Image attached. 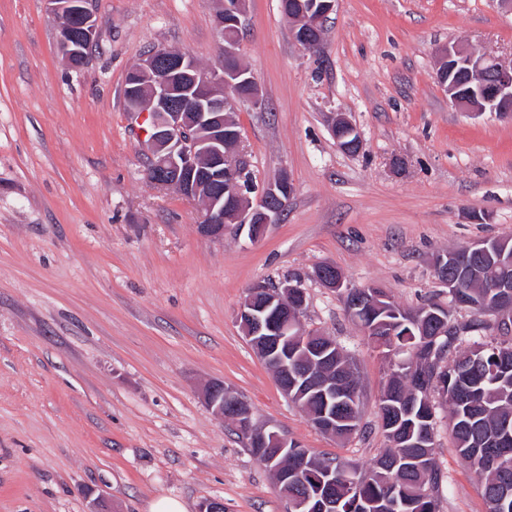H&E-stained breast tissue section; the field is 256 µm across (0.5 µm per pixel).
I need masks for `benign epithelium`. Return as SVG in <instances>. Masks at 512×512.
Wrapping results in <instances>:
<instances>
[{
    "label": "benign epithelium",
    "instance_id": "obj_1",
    "mask_svg": "<svg viewBox=\"0 0 512 512\" xmlns=\"http://www.w3.org/2000/svg\"><path fill=\"white\" fill-rule=\"evenodd\" d=\"M48 9L62 21L72 19L74 28L62 24L57 45L69 61H85L96 41L97 23L91 0H46ZM336 0H297L296 9L288 14L293 21L294 39L310 46L321 37L319 23L333 12ZM214 15L216 33L224 43V65L203 72L194 59L184 53L156 49L136 67V79L127 86L126 100L131 112L149 122L147 155L152 182L171 188L187 199H200L205 206L199 233L207 239L224 237L223 222L248 230L256 241L268 227L280 219L287 200L285 190H293L287 174L258 185L253 180L250 161L240 149L241 133L234 113L246 104L263 106L253 72L240 64L236 53L240 35L246 24L248 0H219ZM437 78L448 93V101L469 112L512 114V57L502 59L473 47L452 44L439 52ZM332 130L345 131L336 140L345 151H361L363 139L348 116L339 112ZM209 186L201 194L202 184ZM463 266L456 252L437 257L434 267L451 291L459 281L446 275L448 267ZM501 319L512 318V278L498 282ZM305 293L300 285L284 281L271 288L258 284L248 290L237 320L243 335L257 356L274 365L280 376L290 378L281 389L291 398L298 385L328 400L336 393V381L312 375L313 369L296 366V352L307 344L306 335L296 331ZM224 384L215 382L204 391V400L214 415L230 419L238 431L260 435L282 452L299 444L286 438L272 426L253 428L251 410L230 399ZM312 421L327 434H336V409L325 407Z\"/></svg>",
    "mask_w": 512,
    "mask_h": 512
}]
</instances>
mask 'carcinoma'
<instances>
[{
  "mask_svg": "<svg viewBox=\"0 0 512 512\" xmlns=\"http://www.w3.org/2000/svg\"><path fill=\"white\" fill-rule=\"evenodd\" d=\"M500 239L487 240L489 254L467 260L475 272L461 275L460 292L471 319L446 336L435 335L427 325L428 341L418 348L421 337L409 321L411 311L394 302L379 308L364 301L359 310L361 326L375 343L413 347L422 360V373L429 386L427 394L416 393L421 406V420L410 418L404 433L415 441L418 430L430 437L427 448H387L365 471L329 459L308 456L307 485L288 484L285 492L290 512L299 498L311 493L330 494L341 502V512H386L385 500L396 491L397 512H439L440 490L444 473L435 459L436 407L432 393L437 383L448 380V392L442 394L448 403V427L460 460L479 480L488 512H512V443L502 444L505 435L512 436V326L498 321L496 289L490 287L499 272L496 267ZM395 335H388V331ZM472 335V345L460 349L465 335ZM349 356L336 346V382L349 391H359V381L351 371ZM338 407L349 423L339 428L336 437L345 439L356 433L361 420L360 401L347 403L336 398ZM247 450L260 462L276 466L285 456H276L274 448H258L252 437L241 434ZM336 471V482H329L328 470Z\"/></svg>",
  "mask_w": 512,
  "mask_h": 512,
  "instance_id": "obj_1",
  "label": "carcinoma"
}]
</instances>
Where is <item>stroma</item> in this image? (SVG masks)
<instances>
[{"mask_svg": "<svg viewBox=\"0 0 512 512\" xmlns=\"http://www.w3.org/2000/svg\"><path fill=\"white\" fill-rule=\"evenodd\" d=\"M217 0H92L97 38L81 68L57 46L45 0H0V512H288L272 470L250 455L203 391L224 383L317 458L366 470L388 446L378 403L391 371L346 312V288L375 286L408 310L447 303L438 255L512 238V117L449 104L440 50L512 56L498 0H336L321 42L291 34L278 0H250L237 49L264 105L235 114L257 180L294 191L262 240L228 227L203 238L201 201L146 171L147 136L128 111V72L146 53L220 68ZM346 113L363 149L330 131ZM293 280L305 330L356 365L360 429L320 432L242 334L251 286ZM440 512H486L436 399Z\"/></svg>", "mask_w": 512, "mask_h": 512, "instance_id": "obj_1", "label": "stroma"}]
</instances>
